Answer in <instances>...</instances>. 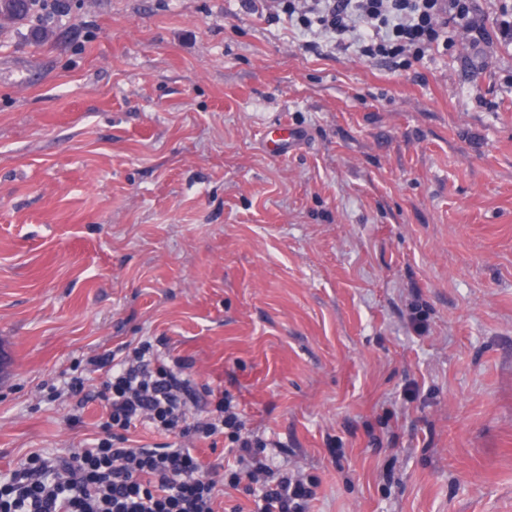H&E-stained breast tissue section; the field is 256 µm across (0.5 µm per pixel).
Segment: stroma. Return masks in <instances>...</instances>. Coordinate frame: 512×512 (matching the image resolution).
I'll return each mask as SVG.
<instances>
[{
    "mask_svg": "<svg viewBox=\"0 0 512 512\" xmlns=\"http://www.w3.org/2000/svg\"><path fill=\"white\" fill-rule=\"evenodd\" d=\"M33 27L0 32V474L92 447L70 379L147 339L310 512H512V41L405 73L236 0ZM302 137L303 134L300 131L295 130L287 123H282L266 135L265 149L272 156H286L299 145Z\"/></svg>",
    "mask_w": 512,
    "mask_h": 512,
    "instance_id": "stroma-1",
    "label": "stroma"
}]
</instances>
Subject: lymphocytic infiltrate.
<instances>
[{"mask_svg":"<svg viewBox=\"0 0 512 512\" xmlns=\"http://www.w3.org/2000/svg\"><path fill=\"white\" fill-rule=\"evenodd\" d=\"M243 12L288 16L304 33L302 47L321 52L357 47L391 69L411 67L432 47L450 49L457 28L471 43H490L473 0H240ZM105 379V420L93 447L63 457L29 455L0 477V512H224V492L251 501L254 512H308L315 480L271 464L267 440L247 428L234 395L210 392L206 416H193L189 361L160 360L142 341L124 357L93 361ZM182 440L179 448L134 445L137 423ZM223 437L234 465L203 463L191 449L198 437Z\"/></svg>","mask_w":512,"mask_h":512,"instance_id":"obj_1","label":"lymphocytic infiltrate"}]
</instances>
